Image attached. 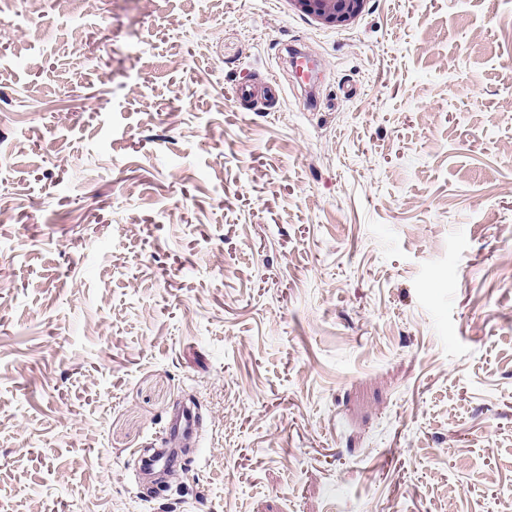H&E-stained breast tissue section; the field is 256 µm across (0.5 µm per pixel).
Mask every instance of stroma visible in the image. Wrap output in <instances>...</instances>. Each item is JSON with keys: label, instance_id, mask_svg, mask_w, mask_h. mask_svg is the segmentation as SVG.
Returning a JSON list of instances; mask_svg holds the SVG:
<instances>
[{"label": "stroma", "instance_id": "stroma-1", "mask_svg": "<svg viewBox=\"0 0 512 512\" xmlns=\"http://www.w3.org/2000/svg\"><path fill=\"white\" fill-rule=\"evenodd\" d=\"M0 512H512V0H0ZM301 14L326 26H343L357 19L369 0H288Z\"/></svg>", "mask_w": 512, "mask_h": 512}]
</instances>
